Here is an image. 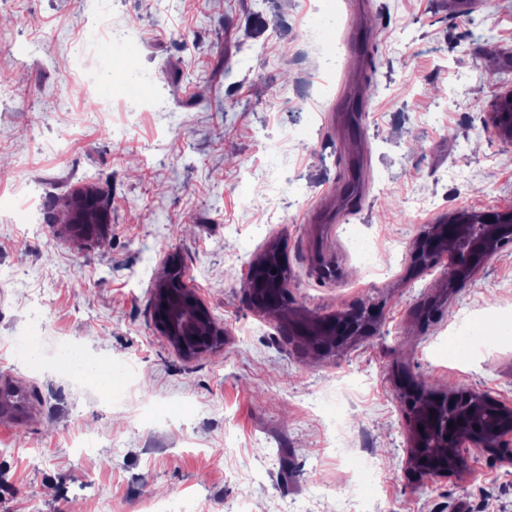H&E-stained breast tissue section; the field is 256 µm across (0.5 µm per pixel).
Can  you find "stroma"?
<instances>
[{
  "label": "stroma",
  "instance_id": "obj_1",
  "mask_svg": "<svg viewBox=\"0 0 512 512\" xmlns=\"http://www.w3.org/2000/svg\"><path fill=\"white\" fill-rule=\"evenodd\" d=\"M348 2L0 0V382L28 397L22 424L0 413V512H512V447L410 478L396 386L512 405V245L427 322L442 284L412 257L457 208L512 209V142L490 124L512 0ZM100 9L136 38L97 37ZM364 24L381 41L345 51ZM130 62L149 77L134 100ZM369 71L379 92L350 111ZM90 185L108 222L80 237L64 203ZM272 248L292 299L277 317L247 296ZM173 254L226 330L190 359L153 319ZM373 304L372 334L332 354L289 333ZM59 343L111 365V391L59 367Z\"/></svg>",
  "mask_w": 512,
  "mask_h": 512
}]
</instances>
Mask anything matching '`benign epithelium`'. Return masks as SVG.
<instances>
[{
  "mask_svg": "<svg viewBox=\"0 0 512 512\" xmlns=\"http://www.w3.org/2000/svg\"><path fill=\"white\" fill-rule=\"evenodd\" d=\"M491 123L500 137L512 140V114L494 112ZM512 243V210H487L475 213L456 210L440 224H432L415 243L416 262L421 266L435 264L448 255V265L441 270L444 292L451 294L493 258L504 246ZM181 263L170 257L156 292L155 305L162 320L157 328L167 336L173 348L183 357H192L209 350L224 339V327L213 322L207 306L194 288L180 277ZM288 293V286L270 287L258 270H253L248 284V298L259 302ZM380 319L376 310L366 315L361 311L343 313L330 320L301 324V338L340 324L348 326L344 339L349 341L369 334ZM418 390V397L409 398L408 414L412 448L409 454V475L416 481L446 477L464 463L465 439L480 443L492 456L504 447L503 430L489 429L485 417L488 398L478 389H462L454 393L435 394L419 383L407 379L401 390ZM481 433L474 434V429Z\"/></svg>",
  "mask_w": 512,
  "mask_h": 512,
  "instance_id": "obj_1",
  "label": "benign epithelium"
}]
</instances>
